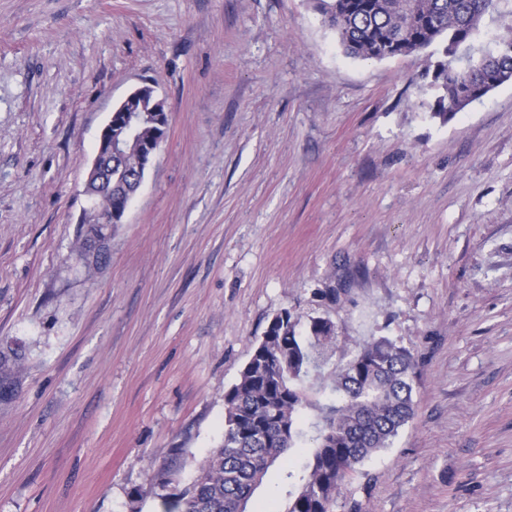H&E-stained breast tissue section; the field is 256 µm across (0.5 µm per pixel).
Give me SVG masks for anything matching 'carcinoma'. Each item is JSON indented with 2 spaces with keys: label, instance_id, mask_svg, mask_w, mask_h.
Returning a JSON list of instances; mask_svg holds the SVG:
<instances>
[{
  "label": "carcinoma",
  "instance_id": "carcinoma-1",
  "mask_svg": "<svg viewBox=\"0 0 512 512\" xmlns=\"http://www.w3.org/2000/svg\"><path fill=\"white\" fill-rule=\"evenodd\" d=\"M502 0H417L408 21L404 0H317L324 23L345 52L363 60L409 56L443 45L437 65L444 95L433 115L453 118L471 102L512 81V35L475 45L484 16ZM137 142L151 138L165 101L147 89ZM284 309L270 321L240 378L224 394V439L199 464L193 481L164 498L165 512H246L268 469L308 440L311 453L288 470L285 512H336L342 485L356 467L388 447L414 415V354L386 337L360 345L336 366L322 403L304 385L309 367L335 339V326L314 318L306 334ZM8 358L0 359V399L12 382ZM318 412L306 422L307 411Z\"/></svg>",
  "mask_w": 512,
  "mask_h": 512
}]
</instances>
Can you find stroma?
Wrapping results in <instances>:
<instances>
[{"label":"stroma","instance_id":"obj_1","mask_svg":"<svg viewBox=\"0 0 512 512\" xmlns=\"http://www.w3.org/2000/svg\"><path fill=\"white\" fill-rule=\"evenodd\" d=\"M442 58L350 57L316 0H0V512H161L284 309L335 325L313 390L373 336L416 356L362 512H512V82L443 120ZM146 81L167 136L88 272L80 190Z\"/></svg>","mask_w":512,"mask_h":512}]
</instances>
